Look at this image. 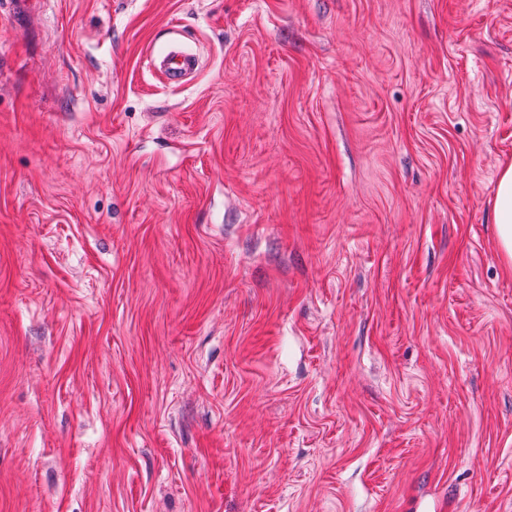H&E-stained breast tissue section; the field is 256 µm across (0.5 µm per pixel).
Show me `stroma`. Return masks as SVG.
Listing matches in <instances>:
<instances>
[{
    "label": "stroma",
    "mask_w": 512,
    "mask_h": 512,
    "mask_svg": "<svg viewBox=\"0 0 512 512\" xmlns=\"http://www.w3.org/2000/svg\"><path fill=\"white\" fill-rule=\"evenodd\" d=\"M509 164L512 0L0 12V512H512ZM153 63L169 83L178 86L191 81L199 69L195 55L175 50L159 54V58H153ZM495 222L498 237L508 260H512V165L506 167L498 180L495 204Z\"/></svg>",
    "instance_id": "stroma-1"
}]
</instances>
